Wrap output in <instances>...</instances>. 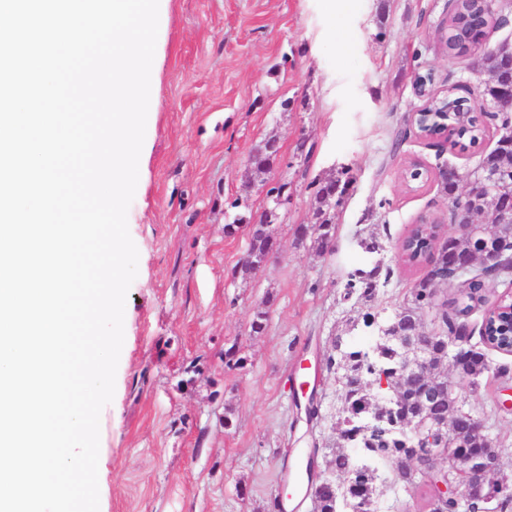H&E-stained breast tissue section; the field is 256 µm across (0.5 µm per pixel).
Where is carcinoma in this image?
<instances>
[{
  "label": "carcinoma",
  "mask_w": 512,
  "mask_h": 512,
  "mask_svg": "<svg viewBox=\"0 0 512 512\" xmlns=\"http://www.w3.org/2000/svg\"><path fill=\"white\" fill-rule=\"evenodd\" d=\"M485 24L483 6L480 0H457L446 25V44L448 51L466 53L469 50V35L475 28ZM482 63L488 69L496 70L503 77L512 74V61H508L495 53H487ZM466 98L457 96L450 88L441 92L423 112H461L465 107ZM501 124L498 114L491 112L470 118L461 126L458 134L448 133V142L455 147L461 139L468 140L469 145L478 144L485 128V121ZM350 185V179H335L334 187L323 184L315 179L308 184L312 189L310 210L314 223L302 225L299 232L303 235H314V243L320 252L330 248L335 234L336 225L332 223L331 211L341 205V201L331 197L335 192L342 195ZM444 192L451 202L452 218L455 223L463 224L471 210L477 211L480 206L456 194L457 185L446 181ZM439 239L434 229L425 225L411 228L403 238L401 250L406 261L412 265L428 266L423 278L418 280L393 313L377 305L380 276L384 267L383 258L354 268L360 273L358 277L348 278L345 288L346 295L357 294L358 298L368 303V311L362 316V324L370 334L371 341L365 343L354 340L346 334H338L333 338L334 354L328 356L326 367L336 374V383L341 390V408L336 419V434L342 436L350 429L348 422L369 419L376 421V415L386 413L400 422L406 421L408 427H398L390 431L387 427L378 428L370 433L374 447L380 449L381 460L393 463L409 453V445L422 441L424 432L417 430V425L427 420L439 422L448 417L453 418L451 446L448 454L455 453L458 448H481L486 438L485 432H475L469 425L465 414V406L458 399L457 393L450 390H438L435 382H444L442 370L448 364V344L438 340L432 345V355L436 362V374L420 380L401 383L392 370L394 363L402 361L405 356L404 341L415 335L422 327V313L425 309H433L440 291V285L451 284L457 290L453 300V315L448 311L439 313L444 327L451 330L454 326L469 320L474 311L473 302L483 297L488 290L489 281L509 278L508 267L481 268L477 267L465 277H460L455 268L450 266L448 259L453 257V249L459 244L453 237L445 238V252L437 251ZM492 246L512 250V223L496 224L495 238ZM248 248L255 261H260L274 248L271 235L253 234L249 236ZM512 302L505 301L497 309L484 312L479 329V343L482 350L460 364V370L469 376V384L475 386L485 373L495 370L499 376L512 372L507 364L492 365L488 351L508 353L502 345L508 343L512 335ZM327 466L333 477L318 483L319 489L315 497L316 512H340L341 499L348 497L359 500L363 495L366 478L342 443H336L335 450L327 456ZM456 491L448 493L443 502V512H457V500L467 487L464 478L448 476Z\"/></svg>",
  "instance_id": "1"
}]
</instances>
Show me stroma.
Listing matches in <instances>:
<instances>
[{
    "mask_svg": "<svg viewBox=\"0 0 512 512\" xmlns=\"http://www.w3.org/2000/svg\"><path fill=\"white\" fill-rule=\"evenodd\" d=\"M448 0H164L139 180L127 214L138 274L125 305L115 393L100 417L99 512H314L310 455L336 445L340 389L324 366L335 334L361 319L345 299L348 273L376 234L391 269L379 302L397 308L421 267L399 243L426 218L457 231L441 185L445 167L471 171L496 144L443 148L393 133L423 101L413 72L434 87L476 91L487 80L468 55L448 54L439 29ZM278 135L271 179L292 199L277 226L276 258L248 278L234 270L246 230L228 236L237 209L260 211L261 187L243 191L253 148ZM312 148L300 156L298 146ZM429 171L409 189L410 162ZM349 172L332 252L295 247L312 221L313 179ZM271 300L263 335L256 308ZM237 347L244 368L224 366ZM462 399L502 448L512 476V375H485ZM319 414L308 418L309 400Z\"/></svg>",
    "mask_w": 512,
    "mask_h": 512,
    "instance_id": "stroma-1",
    "label": "stroma"
}]
</instances>
